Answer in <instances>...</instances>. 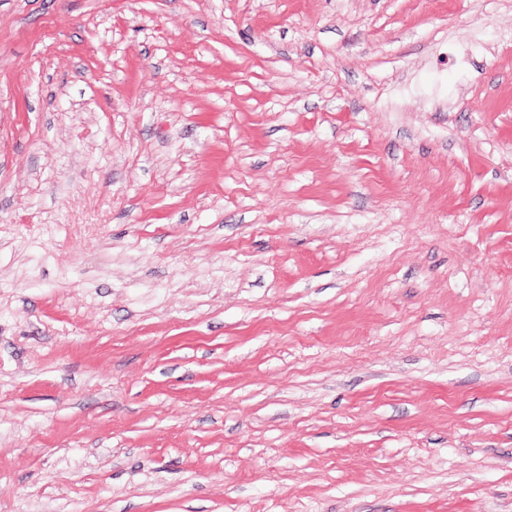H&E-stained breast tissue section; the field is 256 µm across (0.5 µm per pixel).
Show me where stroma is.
Returning <instances> with one entry per match:
<instances>
[{
	"label": "stroma",
	"instance_id": "35a3bbf8",
	"mask_svg": "<svg viewBox=\"0 0 512 512\" xmlns=\"http://www.w3.org/2000/svg\"><path fill=\"white\" fill-rule=\"evenodd\" d=\"M0 512H512V0H0Z\"/></svg>",
	"mask_w": 512,
	"mask_h": 512
}]
</instances>
